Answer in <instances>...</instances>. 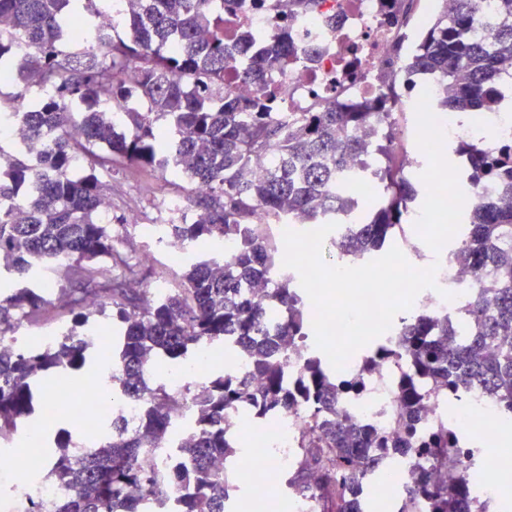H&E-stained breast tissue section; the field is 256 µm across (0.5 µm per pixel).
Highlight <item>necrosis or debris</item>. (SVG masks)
<instances>
[{
  "label": "necrosis or debris",
  "instance_id": "4bbe7bcc",
  "mask_svg": "<svg viewBox=\"0 0 512 512\" xmlns=\"http://www.w3.org/2000/svg\"><path fill=\"white\" fill-rule=\"evenodd\" d=\"M442 6V0H320L314 8L303 6L300 0H224V47L234 58L224 74V94L244 102L266 99L286 120L329 103L349 106L389 98L392 112L414 113L420 127L438 132L435 141L418 137L420 160L415 169L425 174L430 195L444 194L448 185L456 184L457 175L444 172L441 144L479 140L482 123L457 122L453 112L438 105L439 79L412 74L403 62V51L410 46L414 32ZM241 29L251 31L267 48L280 35H287L295 48L293 60L285 66H270L263 80H244L256 48L239 44L236 33ZM438 276L459 286V294L448 299L426 289L414 304L439 316L455 314L472 297L469 284L474 274L456 258L442 266ZM406 372L401 361L366 367L360 354L348 359L343 375L364 381L363 396L349 405L360 424L400 434L399 395ZM420 387L425 394L421 432L452 425L483 448L486 456L496 458V465L471 469L469 481L473 512H500L499 477L512 473V445L503 438L512 427V412L472 392L456 409L433 381L421 382ZM308 425L309 418L300 409L274 415L271 431L253 433L248 447L238 455L236 475L252 482L260 474L290 470L296 460L294 444ZM410 476L409 457L395 454L390 464L375 471L369 494L383 498L391 512H398L400 488Z\"/></svg>",
  "mask_w": 512,
  "mask_h": 512
}]
</instances>
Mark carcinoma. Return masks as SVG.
<instances>
[{"instance_id":"carcinoma-1","label":"carcinoma","mask_w":512,"mask_h":512,"mask_svg":"<svg viewBox=\"0 0 512 512\" xmlns=\"http://www.w3.org/2000/svg\"><path fill=\"white\" fill-rule=\"evenodd\" d=\"M454 2L453 14L426 21L405 65L442 78L441 106L496 112L512 85V0H495L485 18L478 0ZM107 6L108 0H0V115L23 113V142L41 146L35 160L17 142L10 150L0 142V337L48 307L74 315L56 346L0 352V442L33 414V387L54 398L63 375L91 356L82 341L91 302L102 313L111 310L115 330L107 349L115 376L106 397L137 398L142 415L134 429L112 421V440L92 453L62 446L45 473L69 491L58 512H141L147 498L174 512H226L234 471L213 467L211 458L238 455L226 436L227 418L241 409L261 422L290 407L307 411L314 424L299 441L287 488L314 497L319 512H360L355 496L393 448L414 460L404 488L412 507L470 512L466 469L475 456H463L449 426L415 438L423 403L417 381L432 380L450 394L483 388L512 407V143L455 145L466 186L496 188L494 197L469 208V223L457 233L455 255L471 263L480 293L455 321L414 313L393 339L363 355L366 362L401 357L409 366L400 393L406 435L397 443L346 412V400L362 394L361 381L336 380L323 352L311 346L310 298L296 287L299 274L283 266L267 230L250 221L258 209L270 224L340 220L358 205L345 163L378 155L384 161L377 203L336 243L342 256L373 258L417 197L410 158L395 155L381 135L392 113L380 111L379 102L375 112L331 106L280 122L265 103L221 94L231 65L224 0H134L121 27L99 29ZM480 25L495 30L494 41L481 39ZM293 55L288 36L279 37L258 52L250 77ZM361 125L367 138L342 136ZM266 155L278 156V164L253 178V163ZM80 156L87 166L79 174L72 164ZM117 162L182 173L205 186L195 195L196 218L169 221L165 236L188 249L224 240L236 249L198 255L179 288L151 297L150 270L115 249L103 212L109 202L97 172L110 174ZM56 272L70 287L49 296L33 284L35 276ZM268 277L274 285L264 297L244 292ZM201 346L249 355L250 372L229 365L182 392L144 385L149 363L188 364ZM293 353L301 355L295 386L284 381ZM186 409L193 433L179 451L192 468L142 467L145 450L168 452L173 423Z\"/></svg>"}]
</instances>
